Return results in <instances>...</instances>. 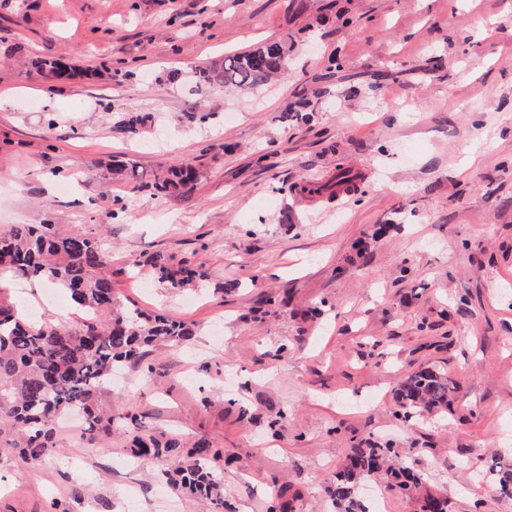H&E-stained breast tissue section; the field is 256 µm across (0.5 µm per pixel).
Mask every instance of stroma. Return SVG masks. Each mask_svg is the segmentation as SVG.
<instances>
[{
	"label": "stroma",
	"instance_id": "obj_1",
	"mask_svg": "<svg viewBox=\"0 0 512 512\" xmlns=\"http://www.w3.org/2000/svg\"><path fill=\"white\" fill-rule=\"evenodd\" d=\"M279 38L294 51L272 85L197 89V68ZM43 58L98 75L47 83ZM6 89L0 230L104 233L118 303L198 328L192 347L150 349L151 378L114 376L102 409L223 449L233 512H267L275 493L335 512L324 489L363 440L396 448L447 512H512L488 473L512 457V0H0ZM179 162L196 181L154 196ZM343 169L354 195L291 191ZM158 252L208 281L189 295L131 278ZM64 293L0 277V299L73 327V304L49 301ZM432 364L459 390L441 417L405 423L394 389ZM62 444L38 463L0 452V512H203L119 436Z\"/></svg>",
	"mask_w": 512,
	"mask_h": 512
}]
</instances>
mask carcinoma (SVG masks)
Wrapping results in <instances>:
<instances>
[{
    "label": "carcinoma",
    "instance_id": "1",
    "mask_svg": "<svg viewBox=\"0 0 512 512\" xmlns=\"http://www.w3.org/2000/svg\"><path fill=\"white\" fill-rule=\"evenodd\" d=\"M292 46L284 39L267 40L252 49L227 55L219 68L196 70L202 88L219 84L245 91L268 84L288 70ZM35 68L46 81L73 72L59 59H41ZM195 171L173 164L154 175L151 187L163 196L180 193ZM154 276L173 289L193 288L208 277L202 266L174 269L162 253L149 260ZM112 253L99 237L63 231L57 224H14L0 232V268L21 279L39 278L69 291L74 306L84 312L75 328L33 324L18 317L17 307L0 301V450L15 452L31 462L55 455L61 443L56 421L78 412L83 425L76 438L89 444L119 431L132 458L152 457L168 463L172 487L207 500L212 512H224L220 471L224 455L209 439L191 442L165 433H147L135 414L115 419L99 410L96 395L112 371L126 363H141L144 348L155 343L183 344L195 335L186 322L164 313H147L137 306L114 304L110 267ZM458 385L448 372L422 367L405 374L394 395L404 421L442 414L450 407ZM397 452L386 443L363 441L350 449L347 463L326 488L341 512H367L355 499L357 486L381 477L398 492L415 499L418 512H447V501L424 490L421 475L393 462ZM490 473L502 493L512 497V462L497 459Z\"/></svg>",
    "mask_w": 512,
    "mask_h": 512
}]
</instances>
